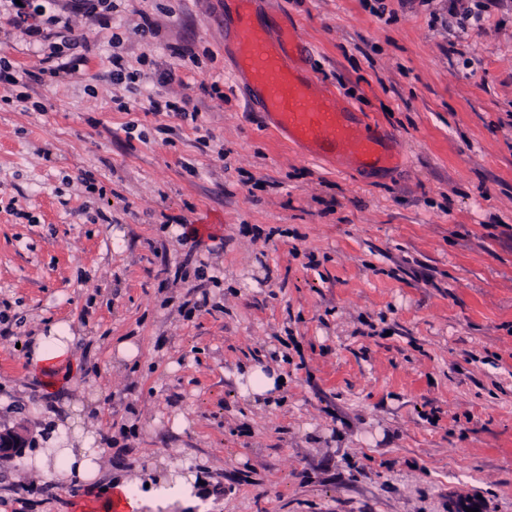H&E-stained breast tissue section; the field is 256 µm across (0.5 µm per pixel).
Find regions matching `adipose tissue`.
I'll list each match as a JSON object with an SVG mask.
<instances>
[{"label":"adipose tissue","instance_id":"1","mask_svg":"<svg viewBox=\"0 0 512 512\" xmlns=\"http://www.w3.org/2000/svg\"><path fill=\"white\" fill-rule=\"evenodd\" d=\"M74 341L63 323L50 325L47 334L34 337L28 358L34 370L47 374L48 389L58 390L71 375ZM53 423L52 436L33 459V467L49 476L59 474L75 483L92 486L100 459L93 437L84 432L77 413L54 418ZM196 485L195 474L173 467L166 476L148 486L136 480L116 481L108 492L98 495L96 509L112 512V499L116 496L122 499L127 512H140L146 506L163 508L175 502L187 506L197 500Z\"/></svg>","mask_w":512,"mask_h":512}]
</instances>
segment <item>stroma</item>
<instances>
[{
    "label": "stroma",
    "instance_id": "stroma-1",
    "mask_svg": "<svg viewBox=\"0 0 512 512\" xmlns=\"http://www.w3.org/2000/svg\"><path fill=\"white\" fill-rule=\"evenodd\" d=\"M224 2L116 0L64 29L53 0L46 42L0 13V429L29 441L0 512L89 496L29 464L52 323L78 337L64 394L97 486L176 464L204 512H512V0L466 29L448 0H258L396 136L404 164L357 176L246 110ZM53 44L79 73H44ZM116 52L139 80L113 83ZM253 365L276 396L241 395Z\"/></svg>",
    "mask_w": 512,
    "mask_h": 512
}]
</instances>
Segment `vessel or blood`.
Instances as JSON below:
<instances>
[{
	"label": "vessel or blood",
	"instance_id": "vessel-or-blood-1",
	"mask_svg": "<svg viewBox=\"0 0 512 512\" xmlns=\"http://www.w3.org/2000/svg\"><path fill=\"white\" fill-rule=\"evenodd\" d=\"M228 2L235 70L247 78L264 125L302 157L332 159L353 174L402 164L395 137L303 69L305 47L294 25L262 17L257 0Z\"/></svg>",
	"mask_w": 512,
	"mask_h": 512
}]
</instances>
